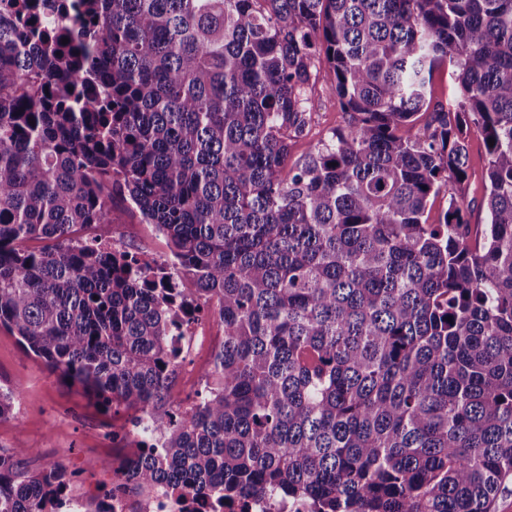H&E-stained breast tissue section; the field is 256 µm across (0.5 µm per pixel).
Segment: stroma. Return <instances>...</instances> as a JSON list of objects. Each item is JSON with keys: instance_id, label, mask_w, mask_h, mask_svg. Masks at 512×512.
<instances>
[{"instance_id": "obj_1", "label": "stroma", "mask_w": 512, "mask_h": 512, "mask_svg": "<svg viewBox=\"0 0 512 512\" xmlns=\"http://www.w3.org/2000/svg\"><path fill=\"white\" fill-rule=\"evenodd\" d=\"M311 120L303 136L293 139L288 154L289 166L300 164L311 144L325 138L333 129L344 126L343 112L327 75H320L308 92ZM468 180L463 187L470 223L488 221L483 204L485 195L486 149L481 135L468 140ZM112 228L125 250L155 261L166 260L169 251L153 225L144 222L138 210L122 198L112 206ZM199 322L202 344L186 355L181 372L170 383L169 392L182 409L195 402L202 370L209 367L211 352L222 340V329L210 312H202ZM0 386L14 394L13 413L0 419V449H25L19 469L37 473L60 465L72 474L69 491L97 503L112 487L109 461L126 455L137 446L139 437L127 430L123 439L112 432L125 427L128 410L103 411L83 392L80 385L63 380L44 360L24 350L16 335L0 327Z\"/></svg>"}]
</instances>
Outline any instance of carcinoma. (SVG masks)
Segmentation results:
<instances>
[{
  "mask_svg": "<svg viewBox=\"0 0 512 512\" xmlns=\"http://www.w3.org/2000/svg\"><path fill=\"white\" fill-rule=\"evenodd\" d=\"M33 7L0 0V326L148 421L136 486L493 512L512 480V0H78L38 28ZM445 63L458 96L433 107ZM323 70L347 124L289 169ZM472 130L494 140L477 229ZM117 194L168 265L99 243ZM186 279L224 340L183 413ZM26 452L0 450V512H57L67 472L22 473Z\"/></svg>",
  "mask_w": 512,
  "mask_h": 512,
  "instance_id": "obj_1",
  "label": "carcinoma"
}]
</instances>
